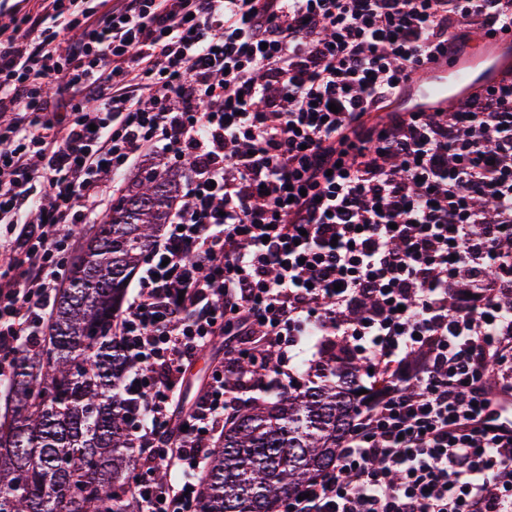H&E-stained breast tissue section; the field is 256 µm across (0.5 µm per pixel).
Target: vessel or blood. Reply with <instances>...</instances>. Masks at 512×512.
I'll return each instance as SVG.
<instances>
[{
	"instance_id": "b4317fda",
	"label": "vessel or blood",
	"mask_w": 512,
	"mask_h": 512,
	"mask_svg": "<svg viewBox=\"0 0 512 512\" xmlns=\"http://www.w3.org/2000/svg\"><path fill=\"white\" fill-rule=\"evenodd\" d=\"M511 70L512 31L481 33L464 50L449 46L447 53L415 71L408 81L404 109H452L468 92L495 85Z\"/></svg>"
}]
</instances>
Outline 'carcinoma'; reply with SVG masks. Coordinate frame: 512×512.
<instances>
[{
	"instance_id": "1",
	"label": "carcinoma",
	"mask_w": 512,
	"mask_h": 512,
	"mask_svg": "<svg viewBox=\"0 0 512 512\" xmlns=\"http://www.w3.org/2000/svg\"><path fill=\"white\" fill-rule=\"evenodd\" d=\"M179 184L147 173L122 189L91 226L54 298L48 336L24 345L0 376V512H143L134 497L140 466L130 447L121 385L133 364L112 333L129 280L166 224ZM276 356L257 364L228 356L236 373L264 380ZM363 365L340 344L326 352L318 380L275 386L224 421L208 454L201 512H280L283 502L336 467L363 397Z\"/></svg>"
}]
</instances>
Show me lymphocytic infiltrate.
I'll use <instances>...</instances> for the list:
<instances>
[{
  "instance_id": "1",
  "label": "lymphocytic infiltrate",
  "mask_w": 512,
  "mask_h": 512,
  "mask_svg": "<svg viewBox=\"0 0 512 512\" xmlns=\"http://www.w3.org/2000/svg\"><path fill=\"white\" fill-rule=\"evenodd\" d=\"M8 17L0 372L43 333L65 225L163 156L189 166L182 198L113 324L131 443L179 474L138 480L145 512H198L218 428L255 384L212 376L175 431L185 363L223 335L283 361L311 332L354 351L371 398L282 512H512V78L451 112L389 109L449 42L512 28V0H35Z\"/></svg>"
}]
</instances>
